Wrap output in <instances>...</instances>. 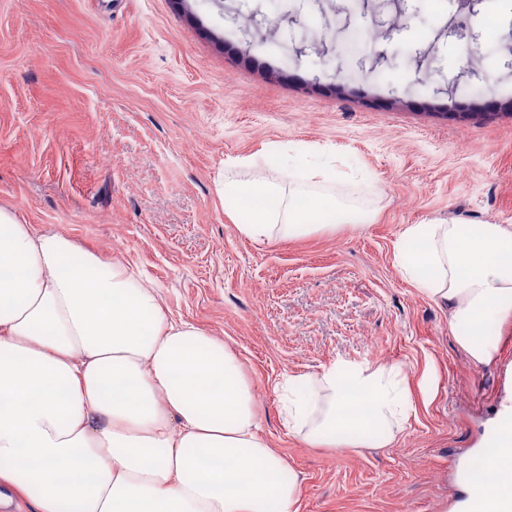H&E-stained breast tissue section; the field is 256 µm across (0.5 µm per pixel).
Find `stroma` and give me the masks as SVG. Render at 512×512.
Returning <instances> with one entry per match:
<instances>
[{"label":"stroma","instance_id":"1","mask_svg":"<svg viewBox=\"0 0 512 512\" xmlns=\"http://www.w3.org/2000/svg\"><path fill=\"white\" fill-rule=\"evenodd\" d=\"M247 156L239 178L366 223L244 237L217 189ZM0 207L224 341L300 512H465L461 475L512 404V314L474 362L397 257L408 224L512 225V0H0ZM342 362L406 374L388 445L285 425L284 380Z\"/></svg>","mask_w":512,"mask_h":512}]
</instances>
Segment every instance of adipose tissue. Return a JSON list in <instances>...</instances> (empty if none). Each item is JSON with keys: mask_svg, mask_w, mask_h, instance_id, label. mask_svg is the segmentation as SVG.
I'll use <instances>...</instances> for the list:
<instances>
[{"mask_svg": "<svg viewBox=\"0 0 512 512\" xmlns=\"http://www.w3.org/2000/svg\"><path fill=\"white\" fill-rule=\"evenodd\" d=\"M217 193L253 240L359 221L264 177H225ZM248 195L272 205L243 209ZM402 236L401 274L447 304L458 345L488 360L482 329L512 311V225L430 221ZM405 380L350 362L288 379L285 421L309 443H389L413 408ZM287 468L222 340L169 317L129 265L0 208V488L31 512H299Z\"/></svg>", "mask_w": 512, "mask_h": 512, "instance_id": "adipose-tissue-1", "label": "adipose tissue"}]
</instances>
